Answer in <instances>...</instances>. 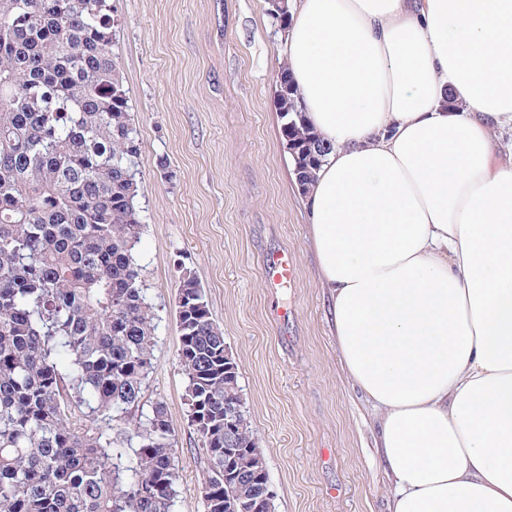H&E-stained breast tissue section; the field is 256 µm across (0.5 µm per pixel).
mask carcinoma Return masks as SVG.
Segmentation results:
<instances>
[{
    "label": "carcinoma",
    "mask_w": 512,
    "mask_h": 512,
    "mask_svg": "<svg viewBox=\"0 0 512 512\" xmlns=\"http://www.w3.org/2000/svg\"><path fill=\"white\" fill-rule=\"evenodd\" d=\"M109 0H0V512H174L166 406L137 414L155 347L138 261L140 139L112 51ZM281 132L306 189L329 151L286 67ZM189 421L209 461L207 512H272L247 421L224 478L238 366L198 281L178 286Z\"/></svg>",
    "instance_id": "cac0c4a2"
}]
</instances>
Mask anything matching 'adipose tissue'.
I'll return each instance as SVG.
<instances>
[{
  "label": "adipose tissue",
  "instance_id": "adipose-tissue-1",
  "mask_svg": "<svg viewBox=\"0 0 512 512\" xmlns=\"http://www.w3.org/2000/svg\"><path fill=\"white\" fill-rule=\"evenodd\" d=\"M306 194L392 512H512V0H291ZM455 108H447L448 96Z\"/></svg>",
  "mask_w": 512,
  "mask_h": 512
}]
</instances>
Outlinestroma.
<instances>
[{"instance_id":"35a3bbf8","label":"stroma","mask_w":512,"mask_h":512,"mask_svg":"<svg viewBox=\"0 0 512 512\" xmlns=\"http://www.w3.org/2000/svg\"><path fill=\"white\" fill-rule=\"evenodd\" d=\"M112 50L141 151L138 245L156 316L144 406L175 433L174 512H205L208 461L188 421L177 287L200 283L238 366L273 512H391L379 414L345 373L275 102L285 31L267 0H112ZM287 254L292 283L265 276Z\"/></svg>"}]
</instances>
